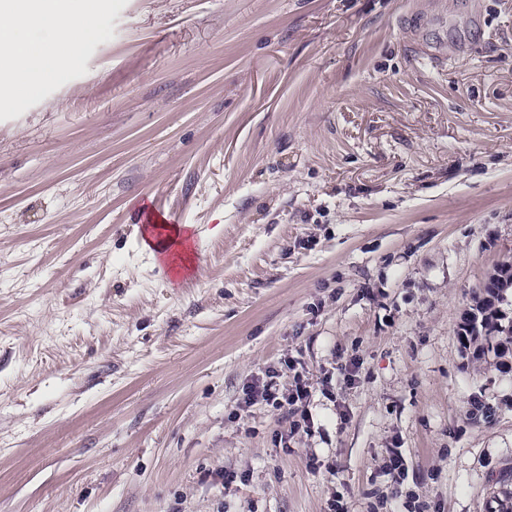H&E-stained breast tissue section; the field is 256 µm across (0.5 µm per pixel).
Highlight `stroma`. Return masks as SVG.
I'll list each match as a JSON object with an SVG mask.
<instances>
[{"instance_id": "obj_1", "label": "stroma", "mask_w": 512, "mask_h": 512, "mask_svg": "<svg viewBox=\"0 0 512 512\" xmlns=\"http://www.w3.org/2000/svg\"><path fill=\"white\" fill-rule=\"evenodd\" d=\"M75 7L82 65L0 99V512H512V356L460 330L512 263V0ZM273 377L274 376H270V380L266 381L262 385L261 389L255 392V395L252 396V401H254L258 395H260L263 401L271 402L277 407H284L285 404L288 407V405L295 406L298 405V403H300L302 406L303 401L309 397L310 391L308 387L306 384H302L300 382L296 383L295 389L293 390L294 392H292L291 395H280L279 388H277L278 384L273 380Z\"/></svg>"}]
</instances>
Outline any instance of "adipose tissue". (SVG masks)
Returning <instances> with one entry per match:
<instances>
[{
    "label": "adipose tissue",
    "mask_w": 512,
    "mask_h": 512,
    "mask_svg": "<svg viewBox=\"0 0 512 512\" xmlns=\"http://www.w3.org/2000/svg\"><path fill=\"white\" fill-rule=\"evenodd\" d=\"M29 21L55 32L64 55L21 38L19 29ZM97 35L96 27L86 14L74 10L71 0H0V93L15 91L21 80L29 93H36L63 67L78 65L84 44Z\"/></svg>",
    "instance_id": "1"
}]
</instances>
